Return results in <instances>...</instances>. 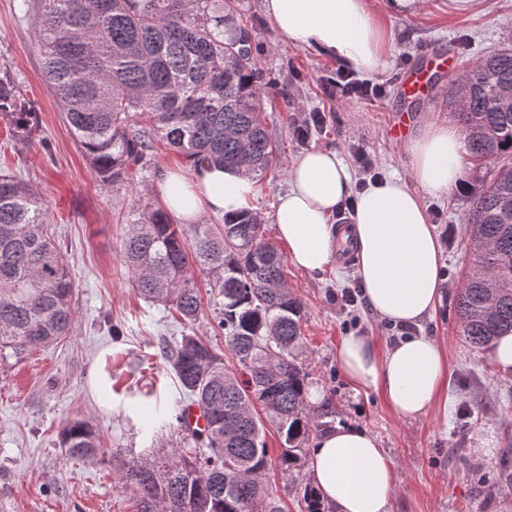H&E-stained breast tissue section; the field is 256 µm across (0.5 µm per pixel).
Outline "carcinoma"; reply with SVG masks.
<instances>
[{"instance_id":"cac0c4a2","label":"carcinoma","mask_w":512,"mask_h":512,"mask_svg":"<svg viewBox=\"0 0 512 512\" xmlns=\"http://www.w3.org/2000/svg\"><path fill=\"white\" fill-rule=\"evenodd\" d=\"M33 0L32 22L50 93L100 181L146 168L164 143L198 168L244 167L255 176L277 146L261 120L272 81L257 69L251 32L224 14V0ZM512 49L483 56L448 80V106L461 124L473 171L512 159ZM0 117L15 137L33 130L16 84L0 77ZM468 267L456 299L463 335L489 348L512 331V170L482 181L470 201ZM123 261L145 299L187 323L201 313L195 271L223 298L217 326L237 370L209 343L184 336L166 358L181 390L207 414L182 437L185 448L128 463L117 484L138 512H284L266 482L265 423L281 439L288 476L312 435L335 423L333 400L308 399L298 358L301 306L284 282V259L261 224L241 211L189 233L148 205L128 225ZM75 285L41 199L23 180L0 173V357L16 358L73 335ZM68 456L99 452L82 421L61 432ZM301 512H332L311 482Z\"/></svg>"}]
</instances>
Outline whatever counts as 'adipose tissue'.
Masks as SVG:
<instances>
[{"label": "adipose tissue", "mask_w": 512, "mask_h": 512, "mask_svg": "<svg viewBox=\"0 0 512 512\" xmlns=\"http://www.w3.org/2000/svg\"><path fill=\"white\" fill-rule=\"evenodd\" d=\"M262 8L291 46L367 76L388 63L391 33L369 0H262ZM409 152L410 179L387 176L358 189L336 151L311 147L290 165L287 187L268 215L290 260L306 272L323 273L336 252L332 218L352 202L351 238L363 295L379 319L395 325L422 321L445 286L441 245L421 198L459 186L466 142L455 124L431 123L418 129ZM160 183L168 211L185 224L249 209L255 194L252 173L220 165L188 177L166 169ZM336 363L354 393H379L407 419L432 409L447 375L442 350L420 334L384 348L370 334H349L336 350ZM308 456L313 483L336 512H390L392 461L365 429L336 425L314 439Z\"/></svg>", "instance_id": "obj_1"}]
</instances>
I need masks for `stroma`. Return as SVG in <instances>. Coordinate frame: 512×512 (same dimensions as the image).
<instances>
[{
	"label": "stroma",
	"mask_w": 512,
	"mask_h": 512,
	"mask_svg": "<svg viewBox=\"0 0 512 512\" xmlns=\"http://www.w3.org/2000/svg\"><path fill=\"white\" fill-rule=\"evenodd\" d=\"M28 2L0 0V71L14 77L36 116V131L24 143L0 122V170L31 185L54 218L76 288L77 331L22 359L0 361V512H138L133 493L114 480V459L137 461L150 449L183 445L171 422L187 398L164 346L196 336L222 354L225 364L234 362L216 328L220 307L206 275L198 277L201 315L187 324L140 298L122 260V239L137 211L164 205L160 172L186 175L193 166L161 145L134 179L102 184L46 86ZM370 5L384 14L393 45L388 67L372 77L385 86L384 97L374 102L330 99L324 79L338 62L283 43L261 0H232L227 7V15L253 28L257 66L274 80L263 92L262 108L279 157L257 181L258 210H270L286 187L290 164L311 145L335 150L348 162L355 141L381 175L406 176V143L391 138L387 128L405 107L417 126L450 121L448 81L440 79L432 95L407 104L396 75L421 66L430 49L466 65L512 45V0H415L401 14L388 13L387 0ZM313 111L325 113L326 126L304 143L293 128ZM474 181V174H466L463 186L422 199L441 243L446 288L416 330L442 349L448 375L421 418L399 417L378 393H353L336 364V349L351 329L372 334L382 347L393 341L367 306L340 304L341 293L358 285L354 266L336 263L322 274L290 262L284 266L287 286L302 308L309 382L334 389L337 423L363 427L392 460L396 493L390 512H512V475L499 472L501 460L512 459V374L497 370L489 351L468 344L455 312L466 264L467 186ZM76 420L97 431V458L65 455L60 434Z\"/></svg>",
	"instance_id": "stroma-1"
}]
</instances>
